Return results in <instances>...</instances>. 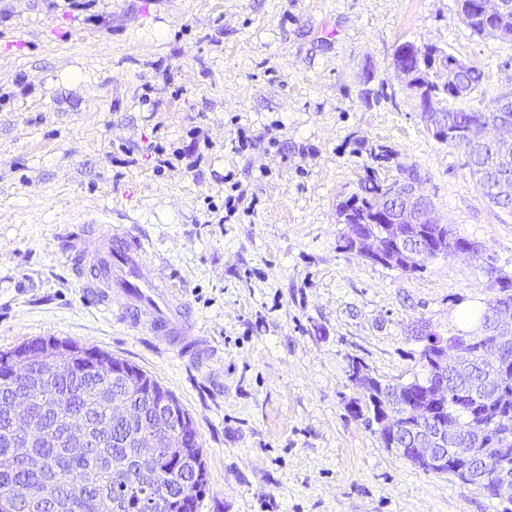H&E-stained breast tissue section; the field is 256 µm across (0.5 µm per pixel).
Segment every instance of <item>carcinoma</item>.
Returning <instances> with one entry per match:
<instances>
[{"label": "carcinoma", "mask_w": 512, "mask_h": 512, "mask_svg": "<svg viewBox=\"0 0 512 512\" xmlns=\"http://www.w3.org/2000/svg\"><path fill=\"white\" fill-rule=\"evenodd\" d=\"M461 20L478 36H486L494 28L502 38L512 37V0H503L499 14L487 19L481 0H460ZM444 59H455L441 47L434 50L411 42L397 46L393 59L403 64L411 77L405 80L407 89L416 93L421 89H434L440 101L466 100L479 88L483 73L473 66H464L457 73L456 81L445 89L436 88L430 79L433 65L432 53ZM447 121V128L432 131L438 142L463 151L467 165L483 194L501 209L512 213V197L496 198L489 191L488 179L503 170L512 173V160L505 157L499 147L494 130L502 122H512V91L503 94L488 112L479 109L438 108ZM473 124L486 129L488 135L479 147L469 146L465 131ZM393 184L375 179L374 169H368L360 191L352 193L337 207V216H345L347 224L376 221L379 207L387 206L388 193ZM416 243H428L433 256H452L459 253L472 240L459 237L448 229L435 224H419L415 228ZM491 296L485 302L479 317L481 329L466 331L446 339L435 334L427 336V344L420 353V363L426 375L407 383H384L373 380L365 389V407H351V414L360 417L368 413V425H376L384 446H389V434L382 424L377 404L380 389L400 392L412 398L422 392L432 395L427 414L409 419L407 434L439 423L457 421L462 427V437L480 429L487 432L483 444L475 448L476 467L484 470L486 481L470 480L488 496H493V465L501 459L512 464V435L507 442L496 440L497 433L505 431L496 425V417L512 412V347H500L496 338L483 331L493 320L495 308L503 299L512 301V277L499 274L492 279ZM469 339L466 352L471 364L469 375L458 380L451 372L440 370L441 355ZM22 346L0 351V403L23 395L30 400L29 412L33 419L48 423L52 437L29 446L26 440L12 429V418L0 406V512H196L206 492L207 470L203 449L164 448L155 462L150 476L141 475L136 459L135 444L143 434H167L163 425L149 408L147 401L139 400L138 393L158 388L160 384L133 364H127L128 377L140 383L130 388L120 376L112 377V384L103 386L99 375L74 376L65 373H48L29 384H15L5 378L7 359L16 355ZM498 354L495 371L498 380L492 388L484 387L488 366L485 353ZM127 395L132 399L131 412L123 422L112 421L111 402L116 396ZM68 414L83 415L95 436L98 447L88 453H72L66 449L63 418ZM16 448L29 449L34 464L29 465L14 454ZM39 486L47 494L42 504L29 501L24 489Z\"/></svg>", "instance_id": "1"}]
</instances>
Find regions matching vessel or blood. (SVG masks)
<instances>
[{"label":"vessel or blood","instance_id":"1","mask_svg":"<svg viewBox=\"0 0 512 512\" xmlns=\"http://www.w3.org/2000/svg\"><path fill=\"white\" fill-rule=\"evenodd\" d=\"M95 221L88 216L68 241L85 305L110 314L126 329L152 336L193 363L214 360L190 304L162 275L141 238L121 225L109 235H97Z\"/></svg>","mask_w":512,"mask_h":512}]
</instances>
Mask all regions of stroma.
Returning <instances> with one entry per match:
<instances>
[{
  "label": "stroma",
  "mask_w": 512,
  "mask_h": 512,
  "mask_svg": "<svg viewBox=\"0 0 512 512\" xmlns=\"http://www.w3.org/2000/svg\"><path fill=\"white\" fill-rule=\"evenodd\" d=\"M459 0H0V351L46 336L139 366L188 411L208 486L198 512H504L505 501L385 448L350 407L349 359L424 377L422 332L512 275V214L436 141L393 67L410 41L512 90V37ZM385 149L387 162L374 163ZM416 165L431 216L482 259L405 273L340 248L336 207L375 167ZM242 200L220 220L231 190ZM168 264L218 360L189 364L87 307L61 249L95 209Z\"/></svg>",
  "instance_id": "obj_1"
}]
</instances>
